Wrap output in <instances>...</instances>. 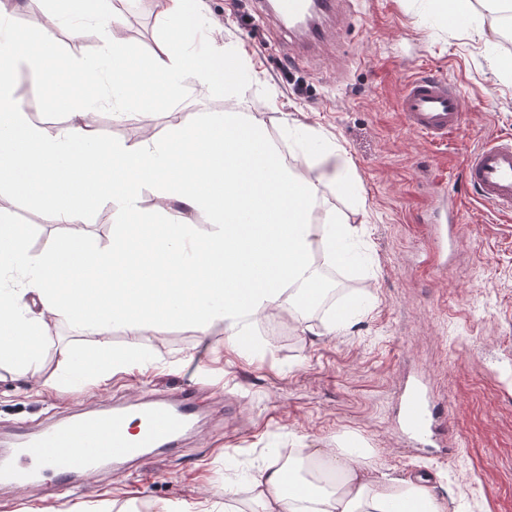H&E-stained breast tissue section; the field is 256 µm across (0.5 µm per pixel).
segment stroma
<instances>
[{
	"label": "stroma",
	"instance_id": "1",
	"mask_svg": "<svg viewBox=\"0 0 512 512\" xmlns=\"http://www.w3.org/2000/svg\"><path fill=\"white\" fill-rule=\"evenodd\" d=\"M201 6L260 75L236 93L238 110L262 120L271 135L283 121L301 122L345 150L354 182L325 187L317 209L347 216L358 230L350 246L363 260L327 270L329 303L309 317L311 332L279 318L258 323L270 347L253 359L226 351L219 331L173 327L151 342L113 330L115 350L145 352L154 366L118 373L105 390L62 381L61 349L89 339L66 323L50 324L41 356L47 386L0 369L1 432L40 429L149 391L174 393L198 361L212 386L201 397L208 412L147 474L116 467L96 486L51 497L20 489L0 496V512H37L47 502L55 512L78 504L87 512H154L164 502L223 491L228 481L244 501L241 475L261 466L269 449L333 448L348 438L370 448L374 477L430 475L447 512H512V216L463 199L447 264H426L434 228L448 212L441 186L459 185L468 153L512 134V47L499 19L484 15L479 0L459 26L433 0H347L321 49L292 65L261 0ZM155 12L153 0H127L134 53L151 51L161 38ZM423 68L453 76L461 89L463 128L445 144L409 130L400 116L404 89ZM16 95L32 122L64 121V107L39 95L28 74L19 75ZM9 203L32 253L60 232L26 199ZM355 297L366 311L324 335L323 322L350 311ZM418 371L442 409L439 449L416 450L395 425L399 389Z\"/></svg>",
	"mask_w": 512,
	"mask_h": 512
}]
</instances>
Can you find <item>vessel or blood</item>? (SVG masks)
I'll list each match as a JSON object with an SVG mask.
<instances>
[{"label":"vessel or blood","instance_id":"b4317fda","mask_svg":"<svg viewBox=\"0 0 512 512\" xmlns=\"http://www.w3.org/2000/svg\"><path fill=\"white\" fill-rule=\"evenodd\" d=\"M340 0H318L316 18L306 33L311 46L325 42L320 19L337 12ZM404 124L441 144L461 129L464 114L457 84L424 71L406 87L400 104ZM465 191L504 214H512V136L497 137L466 158L461 178ZM197 384L170 395L155 396L136 408L118 404L112 410H90L64 418L31 434L20 431L10 453L0 452V491L11 492L38 483L66 487L93 481L106 462L142 463L178 446L201 416ZM403 429L416 441L427 440L439 418L424 390L422 377L402 388Z\"/></svg>","mask_w":512,"mask_h":512}]
</instances>
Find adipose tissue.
<instances>
[{
  "mask_svg": "<svg viewBox=\"0 0 512 512\" xmlns=\"http://www.w3.org/2000/svg\"><path fill=\"white\" fill-rule=\"evenodd\" d=\"M24 4L0 0V192L23 195L67 230L31 253L11 208L0 205V277L19 280L0 290V365L39 380L40 342L57 321L94 337L62 359L72 381L101 388L116 371L152 365L113 350L117 327L148 338L164 325L204 336L218 329L235 355L262 352L259 320L296 317L307 295H324L322 271L355 233L335 211L313 217L323 188L348 179L345 156L327 140L305 167L290 166L258 118L230 101L210 109L201 97L165 135L106 141L96 124L104 110L130 119L176 111L194 86L223 92L234 46L199 0H156L163 36L147 55L128 48L123 0H45L31 11ZM22 10L27 21L18 29ZM65 27L76 39L95 32L97 50L63 52L56 34ZM44 55L56 62L54 78L37 63ZM24 69L43 95L67 102L63 126L29 121L15 95ZM101 204L112 210V242L103 248L80 228ZM366 459L360 448L271 452L248 476V512H447L428 483L372 479Z\"/></svg>",
  "mask_w": 512,
  "mask_h": 512,
  "instance_id": "1",
  "label": "adipose tissue"
}]
</instances>
